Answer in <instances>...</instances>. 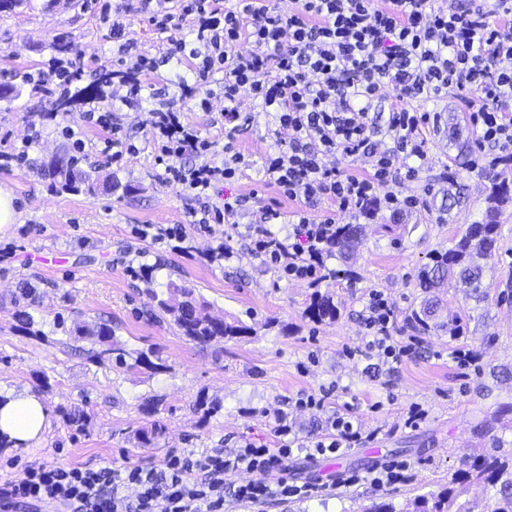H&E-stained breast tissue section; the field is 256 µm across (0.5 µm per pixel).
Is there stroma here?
Segmentation results:
<instances>
[{
  "label": "stroma",
  "instance_id": "obj_1",
  "mask_svg": "<svg viewBox=\"0 0 512 512\" xmlns=\"http://www.w3.org/2000/svg\"><path fill=\"white\" fill-rule=\"evenodd\" d=\"M124 9L126 35L141 52L159 57L168 40L192 41L189 27L159 33L149 22L145 0H30L0 12V84H21L24 74L49 72L60 62L83 58L98 71L111 67L112 34L102 4ZM65 37L66 54L54 43ZM21 96L0 100V151L21 143L28 124L41 140L28 150L25 165L0 169V186L11 190L20 213L7 233H0V393L34 392L52 416L50 430L37 442L0 451V484L22 479L27 465L54 460L73 465L120 469L126 463L161 466L172 453L208 448L235 450L242 441L269 448L286 444L276 432L277 412L287 413L299 441H315L331 432L329 421L343 416L377 431L375 439L330 457L287 460L289 477L322 480L327 489L311 498H275L252 504L225 498L224 512H360L375 499L404 507L415 496L440 491L481 440L476 426L497 414L512 442V202L500 216L502 235L493 255L481 259L483 282L490 288L485 303L466 298L460 289H445L434 327L419 331L410 321L425 295L416 285L418 269L432 253L451 246L467 224L485 209L482 172L496 166L512 181V165L497 164L501 151L479 145L478 135L456 93L428 103L440 113L438 126L426 131L427 157L411 192L418 210L381 211L363 224L360 244L350 257L330 253L332 275L320 292L333 295L336 320L318 322L306 308L315 289L289 282L251 255L240 236L243 217L204 229L189 215L180 186L160 177L148 140V108L121 110L115 118L137 153L124 162L104 154L105 132L82 121L81 109L56 112L50 98L34 84H21ZM182 120L201 137L224 141V100L212 96L208 108L198 100L180 102ZM77 126L85 143L81 170L112 181L111 193H59L41 176L50 155L72 151L61 129ZM287 133H275L249 97L240 100L235 133L247 166L237 182L212 198H247L250 206L279 204L283 214L308 208L330 213V202L289 200L279 195L264 172L266 155ZM179 227L178 239L156 241L141 236L146 227ZM229 248V259L214 257ZM156 265L152 277L140 267ZM195 288L212 315L249 326L248 336L199 345L180 335L171 316L150 312L151 293L168 283ZM34 288L42 311L36 331L21 328L15 298L22 287ZM388 296L395 312L393 340L419 336L420 346L398 363L349 357L368 334L363 315L371 291ZM67 322L107 321L128 352L155 351L158 373L90 359L91 337L65 333L53 326L55 314ZM468 317L463 334L448 333L449 314ZM457 347L477 350L476 368L463 369L450 358ZM325 393L318 409L296 407L300 395ZM216 401L220 411L206 416L198 400ZM421 406L426 419L414 428L404 417ZM161 425L154 445L140 447V431ZM408 466L407 482L384 489L365 483L346 485L345 478L388 462Z\"/></svg>",
  "mask_w": 512,
  "mask_h": 512
}]
</instances>
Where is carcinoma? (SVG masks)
Here are the masks:
<instances>
[{"label":"carcinoma","mask_w":512,"mask_h":512,"mask_svg":"<svg viewBox=\"0 0 512 512\" xmlns=\"http://www.w3.org/2000/svg\"><path fill=\"white\" fill-rule=\"evenodd\" d=\"M112 84V71L106 70L99 75L92 87L80 88L71 95H61L55 99L56 111L68 113L84 97L100 96L104 88ZM80 158L64 156L57 158L47 168L48 175L54 180L55 189L61 192H78L85 188L90 194L99 190L97 180L91 174L77 170ZM490 186L486 188V207L482 218L466 228L460 238L446 250L435 252L430 262L423 265L417 273L419 288L429 295L420 307L412 311V320L427 329L429 320L439 306V292L453 283L464 289L466 294L478 302L490 298V288L483 285L482 268L474 262L478 255L486 256L495 249L500 237L499 215L503 205L512 199V183L493 170L485 173ZM360 235V227L354 224L336 225V236L330 249L340 254L354 253ZM156 311L170 315L181 335L199 344L207 345L224 338L244 337L250 328L242 324L217 321L208 312L205 301L195 296V289L177 285H167V294L161 297L152 295ZM15 304L18 320L30 326L35 323L33 312L37 311L39 301L35 291L21 289ZM338 308L329 294L315 293L307 306V315L316 321H334ZM74 330L88 336H94L101 349L92 352L90 359L101 363L115 360L125 364L128 352L115 338L112 326L105 322L78 324ZM472 485L483 487L491 502V512H512V455L480 453L474 456L472 463L457 469L448 482V487L436 494L419 495L414 498L412 508L397 509L386 501H373L362 512H472L469 502L463 499L466 489Z\"/></svg>","instance_id":"cac0c4a2"}]
</instances>
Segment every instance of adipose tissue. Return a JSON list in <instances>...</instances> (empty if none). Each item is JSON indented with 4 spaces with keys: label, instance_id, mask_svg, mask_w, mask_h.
Instances as JSON below:
<instances>
[{
    "label": "adipose tissue",
    "instance_id": "adipose-tissue-1",
    "mask_svg": "<svg viewBox=\"0 0 512 512\" xmlns=\"http://www.w3.org/2000/svg\"><path fill=\"white\" fill-rule=\"evenodd\" d=\"M50 426V410L37 394H10L0 403V435L16 446L27 445L41 437Z\"/></svg>",
    "mask_w": 512,
    "mask_h": 512
}]
</instances>
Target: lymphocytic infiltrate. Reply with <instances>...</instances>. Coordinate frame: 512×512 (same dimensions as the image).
I'll list each match as a JSON object with an SVG mask.
<instances>
[{
  "instance_id": "1",
  "label": "lymphocytic infiltrate",
  "mask_w": 512,
  "mask_h": 512,
  "mask_svg": "<svg viewBox=\"0 0 512 512\" xmlns=\"http://www.w3.org/2000/svg\"><path fill=\"white\" fill-rule=\"evenodd\" d=\"M151 20L160 32L190 22L196 42L169 44V59L190 57L194 83L180 82L181 98H197L219 84L224 93V122L239 116L241 92H249L288 143L265 158V170L283 196L295 200L326 197L339 214L374 219L381 210L405 213L419 199L402 193L414 181L418 160L426 156L425 130L434 113L421 102L456 91L481 141L512 149V14L483 0L433 9L428 0H299L281 12L270 0H240L233 7L219 0H155ZM112 40L118 58L112 72L111 98L127 108L141 107L144 76L156 70L125 37L122 11L112 14ZM391 95L383 130L369 121L373 103ZM385 145H378L377 136ZM150 140L166 181L181 186L193 206L190 216L204 224L224 223L242 207L240 198L223 208L209 205L218 185L238 180L245 156L234 142L216 149L185 126L174 102H156ZM367 158L370 170L359 176L329 165V157ZM409 158L398 169L399 157ZM281 217L262 210L246 226L251 251L265 265L310 285L325 281V257L336 235V220L300 209L291 229L278 236L270 229ZM394 310L380 293L370 296L366 319L373 339L360 355L381 351L400 362L414 342L395 344ZM329 437L272 450L243 442L237 451L220 448L167 457L163 470L140 464L121 469L34 463L18 481L0 484V512H224V479L234 477L233 497L262 502L308 497L321 484H301L269 473L281 470L292 451L313 457L335 454L363 440L360 427L338 417Z\"/></svg>"
}]
</instances>
